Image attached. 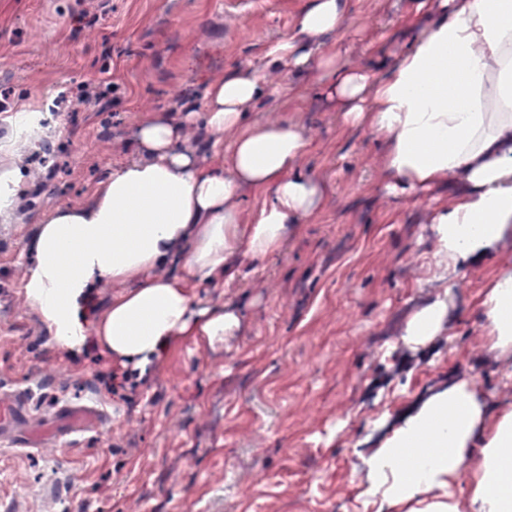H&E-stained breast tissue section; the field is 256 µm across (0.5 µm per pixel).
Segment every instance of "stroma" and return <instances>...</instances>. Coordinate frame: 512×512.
Here are the masks:
<instances>
[{
    "instance_id": "stroma-1",
    "label": "stroma",
    "mask_w": 512,
    "mask_h": 512,
    "mask_svg": "<svg viewBox=\"0 0 512 512\" xmlns=\"http://www.w3.org/2000/svg\"><path fill=\"white\" fill-rule=\"evenodd\" d=\"M306 0H0V172L15 171L0 223V402L25 391L33 412L102 403L110 419L62 450L0 445V512H375L361 457L434 393L468 381L487 411L512 403V353L491 348L481 302L512 237L464 272L432 279V209L455 189L393 197L383 145L342 121L314 86L325 70L266 66ZM412 0H349L326 45L336 66L377 69L407 42ZM251 64L267 92L256 121L301 126V166L324 188L319 208L264 260L239 257L231 288L198 285L206 305L238 310L223 347L179 341L156 369L127 375L95 338L80 355L49 344L27 300V243L60 204L90 201L127 151L139 118L201 110L199 75ZM109 81L100 103L58 112L59 92ZM44 118L42 138L11 130L15 112ZM49 143L57 164L36 152ZM448 295L439 331L405 341L408 323Z\"/></svg>"
}]
</instances>
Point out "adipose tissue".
I'll list each match as a JSON object with an SVG mask.
<instances>
[{"mask_svg": "<svg viewBox=\"0 0 512 512\" xmlns=\"http://www.w3.org/2000/svg\"><path fill=\"white\" fill-rule=\"evenodd\" d=\"M415 11L424 25L378 76L333 67L335 51L322 48L342 27L347 0H307L265 58L289 72L331 69L322 90L346 124L382 140L391 191L456 183L432 218L434 272L453 274L512 236V0H418ZM264 93L249 65L206 78L202 111L139 119L127 154L91 200L39 219L24 290L50 341L77 352L91 336L113 359L144 370L185 337L217 344L238 330L236 310L196 305L193 286H231L237 253L275 255L323 197L301 169L310 150L304 133L250 121ZM187 126L203 129L206 152L187 147ZM230 130L228 145L222 135ZM247 189L263 196L248 213L239 202ZM176 256L178 274L155 275ZM102 279L118 292L96 312L92 290ZM481 307L493 347L512 346L511 265ZM485 414L467 382L432 395L365 457V496L383 512H512V406L489 424ZM466 470L463 502L452 483Z\"/></svg>", "mask_w": 512, "mask_h": 512, "instance_id": "obj_1", "label": "adipose tissue"}]
</instances>
